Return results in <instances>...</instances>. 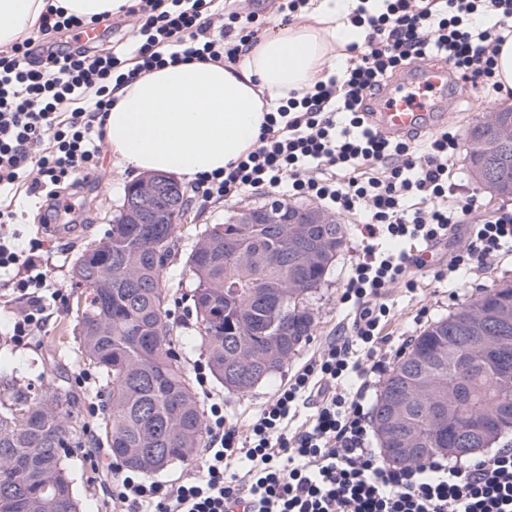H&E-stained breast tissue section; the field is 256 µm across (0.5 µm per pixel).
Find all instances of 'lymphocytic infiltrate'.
Segmentation results:
<instances>
[{"label":"lymphocytic infiltrate","instance_id":"obj_1","mask_svg":"<svg viewBox=\"0 0 512 512\" xmlns=\"http://www.w3.org/2000/svg\"><path fill=\"white\" fill-rule=\"evenodd\" d=\"M211 2L133 0L132 67L116 49L59 51L30 39L1 54L0 188L22 183L34 196L95 174L110 86L166 64L239 61L257 42L258 19L250 15L241 24L232 11L214 23ZM350 20L366 35L363 46H350L346 69L268 113L253 149L224 171L198 176L196 185L210 200L262 190L364 215L363 244L341 296L357 309L353 342L364 356L351 361L350 344L329 342L242 436L225 429L223 403H212L201 476L165 487L122 470L113 503L135 512H512L511 447L464 462L435 456L397 467L372 446L367 392L395 361L381 334L389 313L384 294L397 284L415 289L427 268L444 281L511 253L512 210L477 218V196L454 183L449 170L459 149L452 130L419 148L379 132L363 109L365 98L410 59L443 60L463 81L497 93L494 60L512 35V0H381L375 13L368 0H358ZM462 224L470 231L441 266L429 267L421 253L382 247L386 239L431 247ZM41 247L38 239L26 253L0 243V271L20 268L15 288L29 300L13 317L18 341L45 321L47 275L35 256ZM309 400L316 408L309 428L289 434L290 414Z\"/></svg>","mask_w":512,"mask_h":512}]
</instances>
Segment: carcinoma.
I'll return each instance as SVG.
<instances>
[{"label":"carcinoma","mask_w":512,"mask_h":512,"mask_svg":"<svg viewBox=\"0 0 512 512\" xmlns=\"http://www.w3.org/2000/svg\"><path fill=\"white\" fill-rule=\"evenodd\" d=\"M511 112H487L467 130L466 160L476 182L492 177L512 196V155L493 166L495 134ZM181 219L136 224L119 214L107 234L73 265L88 290L76 304L74 331L82 359L108 388L110 407L98 441L131 470L162 471L152 453L166 448L168 465L197 461L205 440L200 398L183 369L166 308L164 272ZM345 242L344 225L206 224L188 248L198 340L212 375L244 394L270 380L313 335L305 299ZM512 306V282L492 285L434 322L396 362L376 400L373 420L391 435L421 443L418 464L453 447L454 438L512 395L511 339L474 345L462 326L482 323ZM55 380L38 396L0 381V512H84L68 464L80 447L82 401L64 375L69 360L53 354Z\"/></svg>","instance_id":"1"}]
</instances>
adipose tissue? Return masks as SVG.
<instances>
[{
    "instance_id": "adipose-tissue-1",
    "label": "adipose tissue",
    "mask_w": 512,
    "mask_h": 512,
    "mask_svg": "<svg viewBox=\"0 0 512 512\" xmlns=\"http://www.w3.org/2000/svg\"><path fill=\"white\" fill-rule=\"evenodd\" d=\"M46 0H0V46L30 31ZM349 0H308L297 22L263 36L239 64L166 65L119 87L105 129L114 152L140 172L193 178L251 150L269 112L339 67L359 41Z\"/></svg>"
}]
</instances>
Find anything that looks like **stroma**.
I'll use <instances>...</instances> for the list:
<instances>
[{"instance_id": "1", "label": "stroma", "mask_w": 512, "mask_h": 512, "mask_svg": "<svg viewBox=\"0 0 512 512\" xmlns=\"http://www.w3.org/2000/svg\"><path fill=\"white\" fill-rule=\"evenodd\" d=\"M509 103L512 104V95L500 94L483 99L472 89L455 103L453 112L448 115V123L463 131L486 112ZM139 177L137 170L127 166L113 152L110 143H103L98 172L77 190V222L60 233L43 225L41 199L22 190L13 198L12 208L18 213V221L0 224V239L23 250L28 249L30 239L42 240L49 289L60 295L59 300L49 303L47 323L33 336L13 345V375L21 386L38 388L41 376L49 375L53 367L50 351L76 352L74 309L77 300L85 298L86 292L75 285L72 264L86 243L103 236L121 209L127 186ZM181 184L188 192L190 207L183 220L178 253L169 261L165 280L169 286L170 321L175 326L176 336L183 338L197 333L191 300L194 281L185 265L186 246L193 241L197 228L224 223L240 207L268 204L273 197L263 191H253L226 202L206 201L196 193L192 180L182 179ZM340 220L346 228L344 247L330 266L321 288L306 300L316 323L310 339L291 356L273 380L259 383L247 393L229 391L213 379L206 386L208 395L201 400L202 408H209L212 401L223 400L228 424L237 431H244L247 423L273 401L289 377L324 345L349 333L353 314L341 305L340 296L355 261L361 225L354 215H341ZM502 281H512V256L463 274L456 286L435 282L429 275L422 278L419 288L413 292L404 286H395L387 295L391 312L382 333L398 342L419 336L429 324L447 317L463 301L477 297L487 286ZM96 454L98 461L93 464L83 449L73 450L69 465L74 472L76 491L86 512H112L109 499L112 457L103 447L98 448Z\"/></svg>"}]
</instances>
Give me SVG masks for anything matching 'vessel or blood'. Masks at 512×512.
<instances>
[{
  "instance_id": "b4317fda",
  "label": "vessel or blood",
  "mask_w": 512,
  "mask_h": 512,
  "mask_svg": "<svg viewBox=\"0 0 512 512\" xmlns=\"http://www.w3.org/2000/svg\"><path fill=\"white\" fill-rule=\"evenodd\" d=\"M462 85L451 64L426 60L414 70L387 81L370 103L371 123L390 136L437 131L461 96Z\"/></svg>"
}]
</instances>
